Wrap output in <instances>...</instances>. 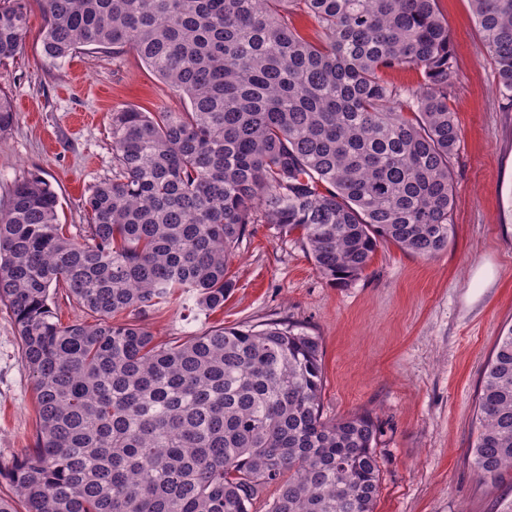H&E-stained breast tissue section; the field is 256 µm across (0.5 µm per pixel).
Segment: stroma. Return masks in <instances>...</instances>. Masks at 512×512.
Listing matches in <instances>:
<instances>
[{"label": "stroma", "mask_w": 512, "mask_h": 512, "mask_svg": "<svg viewBox=\"0 0 512 512\" xmlns=\"http://www.w3.org/2000/svg\"><path fill=\"white\" fill-rule=\"evenodd\" d=\"M438 7L455 54L448 105L461 130L448 250L426 260L383 243L361 277L337 285L316 272L295 237L253 224L222 311L187 320L175 303L149 319L164 342L270 319L320 336L325 417L366 411L380 425L375 512H497L512 499V472L484 479L472 454L484 368L512 326V103L496 90L470 0ZM28 14L22 51L0 64V91L18 114L0 134V210L17 182L41 176L76 236L88 222L81 198L112 176L108 113L180 112L186 102L131 50H80L51 65L40 53L38 0H29ZM35 425L33 380L0 305V462L32 446Z\"/></svg>", "instance_id": "stroma-1"}]
</instances>
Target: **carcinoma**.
Segmentation results:
<instances>
[{"label": "carcinoma", "instance_id": "obj_1", "mask_svg": "<svg viewBox=\"0 0 512 512\" xmlns=\"http://www.w3.org/2000/svg\"><path fill=\"white\" fill-rule=\"evenodd\" d=\"M40 3L47 61L132 49L187 105L110 113L112 178L81 200L83 241L42 177L0 213V304L37 408L33 447L0 465V512H252L270 486L265 512H375L378 423L323 418L320 337L283 319L159 343L146 320L182 296L224 308L250 224L297 236L340 285L382 243L448 250L461 131L437 0ZM471 5L512 101V0ZM27 27V0H0V63ZM393 67L423 85L388 83ZM15 122L0 92V134ZM60 292L95 321L60 323ZM472 453L485 478L512 471V327L487 361Z\"/></svg>", "mask_w": 512, "mask_h": 512}]
</instances>
